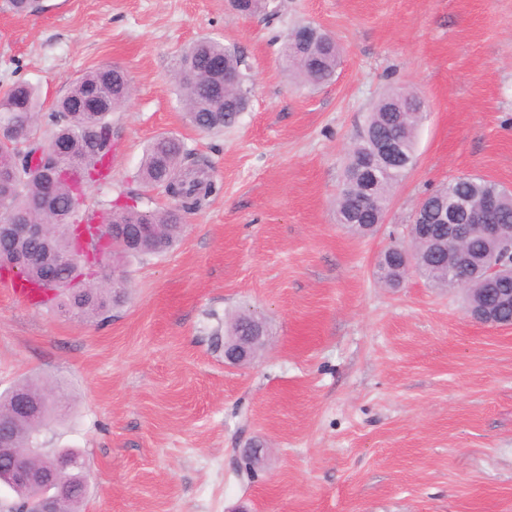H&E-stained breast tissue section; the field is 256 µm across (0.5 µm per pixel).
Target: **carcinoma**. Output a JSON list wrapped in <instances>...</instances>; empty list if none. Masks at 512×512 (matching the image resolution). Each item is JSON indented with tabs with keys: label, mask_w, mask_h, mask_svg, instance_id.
Returning <instances> with one entry per match:
<instances>
[{
	"label": "carcinoma",
	"mask_w": 512,
	"mask_h": 512,
	"mask_svg": "<svg viewBox=\"0 0 512 512\" xmlns=\"http://www.w3.org/2000/svg\"><path fill=\"white\" fill-rule=\"evenodd\" d=\"M240 15L262 14L272 20L280 10L277 0H231ZM224 55V69L239 77L238 85L224 86V78L207 72V63L213 55ZM282 54L288 65L309 84L321 85L332 80L336 72L339 47L336 42L322 37L309 55H301L297 43L290 39L282 42ZM174 81L180 102L190 122L198 129L220 131L232 125L237 114L246 110L252 90L243 51L226 46L223 42L205 38L196 42L182 54L174 72ZM103 94L106 102L102 112H81L77 101L85 93ZM131 97L124 71L114 65H102L86 72L71 82L49 113L42 112L38 88L29 82H16L0 97V134L7 137L12 148L0 151V225L38 221L50 226L51 237L46 243L0 240V249L29 258L19 269L20 278L37 290L38 305L53 302L62 314L90 321L112 311L124 301L127 281L120 276L112 278L105 288L94 281L97 268L112 260V250L104 249L90 264H66L59 271L56 283L44 281L38 256L46 248L63 259H69L78 250L77 238L59 226L61 222L83 224L94 235L97 225L110 224L127 230L131 237L138 235L144 224L153 226V237L135 245L125 256L159 254L167 251L180 237L185 213L202 206L214 192V184L200 169L185 165L188 150L184 142L172 134H161L145 149L139 179L145 187L159 189L177 201V205L164 209H142L137 200L127 202L122 197L111 201L107 213L71 209L77 193L93 182L109 177L112 161V113L123 108ZM419 96L410 91H393L385 95L370 113L363 131L349 149L345 183L339 196L337 214L340 223L357 235L366 236L376 231L393 188L405 177L411 166L384 167L377 172L374 198L370 205L363 204V174L351 161L359 156H377L378 139L394 138L399 141L407 158H414L417 130L423 114L416 111ZM45 127L46 137L62 139L68 149L70 170L61 175L54 171V162L29 166V156L42 146L36 137L38 125ZM53 184V206L39 207L44 184ZM499 197L498 223L504 225L505 235L512 234V193H502V187L491 180L478 177L454 179L428 195L420 213L414 215L408 231V249L420 253L424 243L421 227L434 230L439 224L434 213L457 201H465L475 208L489 196ZM457 245L443 247L436 257H429L410 270L397 258L383 256L377 264V279L395 288L411 274L416 273L433 288L459 287L455 272ZM480 274L471 272L473 288H486L488 292L475 300L469 292L470 307L477 308L494 303L497 292L512 293V274L504 272L493 280V286L479 282ZM52 410L43 417L25 415L15 424L13 434L17 445L31 448L37 435L51 418ZM87 495V484L73 492L59 504L60 512H80L79 505Z\"/></svg>",
	"instance_id": "obj_1"
}]
</instances>
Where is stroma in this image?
I'll list each match as a JSON object with an SVG mask.
<instances>
[{
	"mask_svg": "<svg viewBox=\"0 0 512 512\" xmlns=\"http://www.w3.org/2000/svg\"><path fill=\"white\" fill-rule=\"evenodd\" d=\"M311 24L338 44L333 80L289 72L281 40ZM239 47L247 110L218 134L190 124L171 74L195 41ZM133 87L112 115L116 189L167 133L221 187L160 255L114 259L128 283L107 318L71 319L0 287V393L44 377L63 389L41 440L79 449L81 512H512V328L474 322L459 291L410 275L377 283L424 195L462 176L512 190V0H42L0 9V92L45 105L91 68ZM425 101L416 164L384 222L336 221L346 151L387 92ZM268 327L249 365L224 360V318ZM231 5L240 15L262 14L269 20L274 19L280 10V4L276 0H231Z\"/></svg>",
	"mask_w": 512,
	"mask_h": 512,
	"instance_id": "1",
	"label": "stroma"
}]
</instances>
